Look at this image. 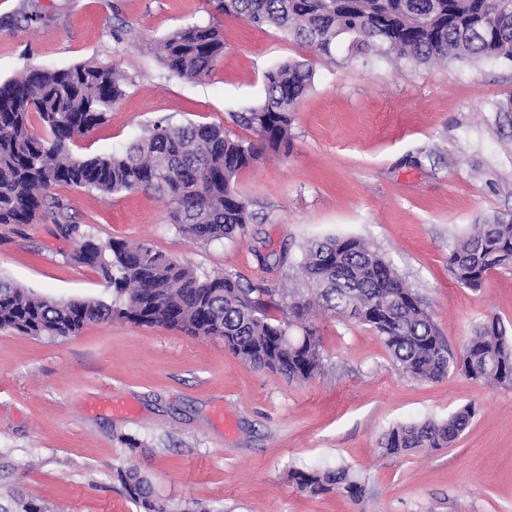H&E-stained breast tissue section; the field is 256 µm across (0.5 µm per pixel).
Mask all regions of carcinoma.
Listing matches in <instances>:
<instances>
[{
	"mask_svg": "<svg viewBox=\"0 0 512 512\" xmlns=\"http://www.w3.org/2000/svg\"><path fill=\"white\" fill-rule=\"evenodd\" d=\"M217 10L253 27L272 29L331 56L336 40L350 38L363 54H393L417 63L454 57L512 60V0H216ZM173 75L208 77L224 53L221 29L189 24L152 45ZM313 69L289 63L266 75L263 103L235 116L253 141L234 139L221 126L155 121L120 153L76 157L75 138L107 121L125 95L122 76L109 64L68 68L30 66L0 83V224H31L52 202L53 223L77 241L67 262L90 267L112 288L111 301H59L0 277V330L63 339L86 324L118 317L191 336L219 338L243 361L306 382L325 367L320 315L353 319L383 341L397 368L416 380L438 381L459 371L479 383L512 386V336L497 317L476 327L457 352L437 335L420 297L390 264L355 238L309 244L301 264L303 287L283 291V317L269 316L255 294H268L230 274L199 273L147 243L101 242L76 224L56 187L107 195L141 191L169 206L171 223L195 242L234 240L258 216L235 188L239 171L264 150L288 151L292 112L311 87ZM46 131H34L32 117ZM512 256V223L476 224L448 255V271L466 288L482 287ZM476 413L469 404L444 422L426 420L390 428L381 448L408 455L451 446ZM288 478L311 497L337 492L362 504L367 478L346 467L293 468ZM121 480L142 512H175L136 467ZM0 512H49L17 487L0 491Z\"/></svg>",
	"mask_w": 512,
	"mask_h": 512,
	"instance_id": "cac0c4a2",
	"label": "carcinoma"
}]
</instances>
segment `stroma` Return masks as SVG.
<instances>
[{
  "label": "stroma",
  "instance_id": "stroma-1",
  "mask_svg": "<svg viewBox=\"0 0 512 512\" xmlns=\"http://www.w3.org/2000/svg\"><path fill=\"white\" fill-rule=\"evenodd\" d=\"M209 21L224 54L205 79L173 76L146 48ZM121 24L131 34L119 43ZM87 60L122 71L126 94L76 138L79 157L121 152L161 118L250 140L235 115L263 102L269 71L306 61L314 79L295 106L290 150L266 151L236 177L259 215L245 237L194 243L144 193L56 188L85 232L269 288L275 318L282 289L302 285L297 267L311 241L360 238L418 294L451 349L492 316L512 335V269L478 289L448 271L450 249L473 225L512 222V61L419 65L354 54L345 37L325 59L216 12L213 0H0L1 81ZM74 246L47 213L2 224L0 276L58 300L107 297L94 269L67 263ZM280 253L285 262L261 265ZM317 325L326 366L305 384L162 326L93 322L56 340L0 331V449L26 495L53 512H140L118 477L132 464L177 512L194 501L211 512H512V387L459 372L417 381L369 327L324 316ZM471 403L476 415L452 446L383 452L393 425L444 420ZM340 465L368 476L364 508L288 480L295 467Z\"/></svg>",
  "mask_w": 512,
  "mask_h": 512
}]
</instances>
